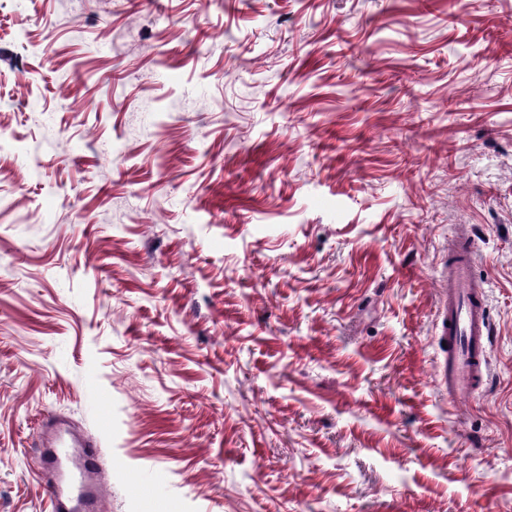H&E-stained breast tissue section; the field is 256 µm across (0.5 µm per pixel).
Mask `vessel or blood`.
<instances>
[{
  "instance_id": "b4317fda",
  "label": "vessel or blood",
  "mask_w": 512,
  "mask_h": 512,
  "mask_svg": "<svg viewBox=\"0 0 512 512\" xmlns=\"http://www.w3.org/2000/svg\"><path fill=\"white\" fill-rule=\"evenodd\" d=\"M477 253L475 243L459 248L448 284V311L442 334L448 340L445 376L449 395L468 391L478 384L486 369L488 321L482 292L472 289L470 268ZM48 432L55 440L46 463L55 472L49 484L53 512H103L104 491L95 478L96 455L92 442L72 447L62 422Z\"/></svg>"
}]
</instances>
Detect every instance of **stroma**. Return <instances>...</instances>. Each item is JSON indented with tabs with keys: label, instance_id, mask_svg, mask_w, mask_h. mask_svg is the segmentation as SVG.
I'll return each instance as SVG.
<instances>
[{
	"label": "stroma",
	"instance_id": "1",
	"mask_svg": "<svg viewBox=\"0 0 512 512\" xmlns=\"http://www.w3.org/2000/svg\"><path fill=\"white\" fill-rule=\"evenodd\" d=\"M51 414L106 512H512V0H0V512ZM476 253L474 242L458 249L448 283V311L442 336L448 340L444 368L450 396L473 389L486 370L489 338L486 303L482 291L470 288V268Z\"/></svg>",
	"mask_w": 512,
	"mask_h": 512
}]
</instances>
